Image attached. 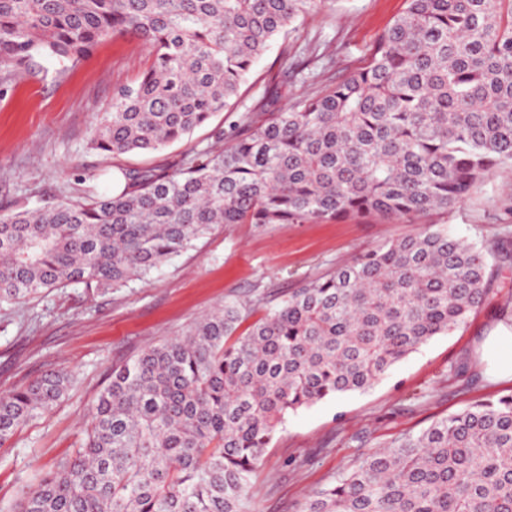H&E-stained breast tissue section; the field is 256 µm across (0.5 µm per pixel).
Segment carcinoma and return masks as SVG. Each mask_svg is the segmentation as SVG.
Segmentation results:
<instances>
[{
	"label": "carcinoma",
	"instance_id": "cac0c4a2",
	"mask_svg": "<svg viewBox=\"0 0 512 512\" xmlns=\"http://www.w3.org/2000/svg\"><path fill=\"white\" fill-rule=\"evenodd\" d=\"M366 67L173 170L126 169L118 193L0 209V303L122 288L222 224H308L453 210L512 171V0H405ZM325 0H0V95L41 57L72 64L132 35L152 61L94 124L104 156L154 152L236 103L253 65ZM512 232L443 225L354 255L267 308L231 300L112 367L75 455L16 512H248L284 417L371 387L492 290L512 317ZM72 375L0 393V447ZM302 512H512V395L479 400L363 455Z\"/></svg>",
	"mask_w": 512,
	"mask_h": 512
}]
</instances>
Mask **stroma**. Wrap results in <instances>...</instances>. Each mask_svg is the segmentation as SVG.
<instances>
[{"label": "stroma", "instance_id": "obj_1", "mask_svg": "<svg viewBox=\"0 0 512 512\" xmlns=\"http://www.w3.org/2000/svg\"><path fill=\"white\" fill-rule=\"evenodd\" d=\"M405 0H328L279 37L252 69L232 111L216 113L180 142L150 154L106 157L91 149L97 115L115 89L135 83L150 63L138 41L100 43L77 65L42 59L35 74L0 96V204L42 206L67 195L111 192L123 169L162 168L186 155L225 147L242 114L265 100L290 106L363 66L376 37ZM512 210V172L481 185L461 207L409 221L381 216L335 224H227L152 272L147 281L106 293L58 288L0 305V393L57 370L74 380L45 416L0 447V508L72 456L113 366L147 346L186 331L224 301H251L253 318L303 280L330 274L353 255L403 238L428 224L458 238L495 241L498 216ZM495 301L473 311L456 331L432 338L369 389L349 392L288 414L251 480L249 512H299L312 489L335 481L364 454L481 399L512 394L484 355L488 337L506 335Z\"/></svg>", "mask_w": 512, "mask_h": 512}]
</instances>
